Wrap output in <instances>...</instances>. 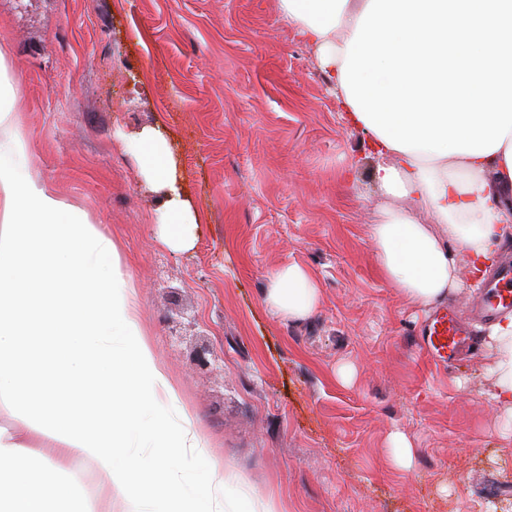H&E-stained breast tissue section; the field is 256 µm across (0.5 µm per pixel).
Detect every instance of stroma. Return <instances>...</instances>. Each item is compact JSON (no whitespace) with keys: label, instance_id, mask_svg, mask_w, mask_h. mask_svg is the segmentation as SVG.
Segmentation results:
<instances>
[{"label":"stroma","instance_id":"stroma-1","mask_svg":"<svg viewBox=\"0 0 512 512\" xmlns=\"http://www.w3.org/2000/svg\"><path fill=\"white\" fill-rule=\"evenodd\" d=\"M0 78L20 87L39 175L118 243L181 402L252 486L285 512H512L486 326L449 367L417 346L431 311L381 276L369 227L428 215L374 188L370 136L279 0H0ZM149 126L201 218L188 251L157 243L161 194L113 136ZM288 263L321 288L299 321L263 303ZM391 448H398L395 455L396 464L403 469H410L414 463V450L402 433H392L390 435Z\"/></svg>","mask_w":512,"mask_h":512}]
</instances>
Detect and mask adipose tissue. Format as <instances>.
<instances>
[{"label":"adipose tissue","mask_w":512,"mask_h":512,"mask_svg":"<svg viewBox=\"0 0 512 512\" xmlns=\"http://www.w3.org/2000/svg\"><path fill=\"white\" fill-rule=\"evenodd\" d=\"M369 0H280L289 23L339 74ZM18 88L0 84V402L18 421L0 425V512H87L73 507L77 475L90 463L108 512H281L257 493L179 403L174 377L139 319L137 290L111 235L60 200L39 178L14 109ZM375 178L393 198H411L431 216L403 210L372 225L382 276L412 303L429 307L456 294L461 267L481 274L512 230L501 202L512 186V133L485 155L398 151L372 138ZM147 181L163 192L157 242L192 249L200 218L171 159L150 128L129 145ZM265 306L285 320L319 307L307 270L283 264L269 275ZM495 352L490 401L512 414V314L487 331ZM203 464L205 484L186 489L183 469Z\"/></svg>","instance_id":"adipose-tissue-1"}]
</instances>
